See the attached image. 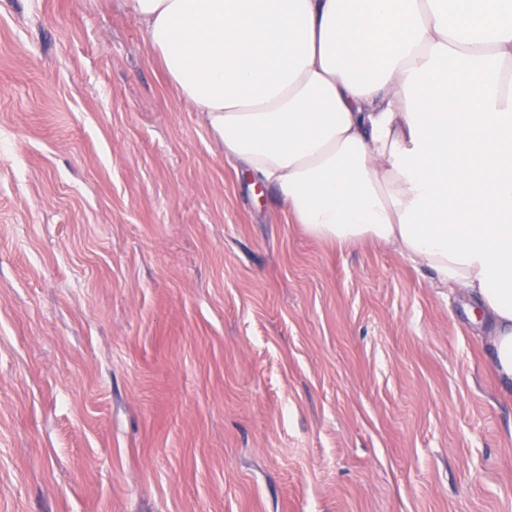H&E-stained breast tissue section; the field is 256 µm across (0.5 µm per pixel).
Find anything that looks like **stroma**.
I'll list each match as a JSON object with an SVG mask.
<instances>
[{"label":"stroma","instance_id":"stroma-1","mask_svg":"<svg viewBox=\"0 0 512 512\" xmlns=\"http://www.w3.org/2000/svg\"><path fill=\"white\" fill-rule=\"evenodd\" d=\"M471 315L289 223L124 0H0V512H512Z\"/></svg>","mask_w":512,"mask_h":512}]
</instances>
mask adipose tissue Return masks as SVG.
I'll return each instance as SVG.
<instances>
[{
  "label": "adipose tissue",
  "mask_w": 512,
  "mask_h": 512,
  "mask_svg": "<svg viewBox=\"0 0 512 512\" xmlns=\"http://www.w3.org/2000/svg\"><path fill=\"white\" fill-rule=\"evenodd\" d=\"M293 223L466 294L512 386V0H126Z\"/></svg>",
  "instance_id": "1"
}]
</instances>
